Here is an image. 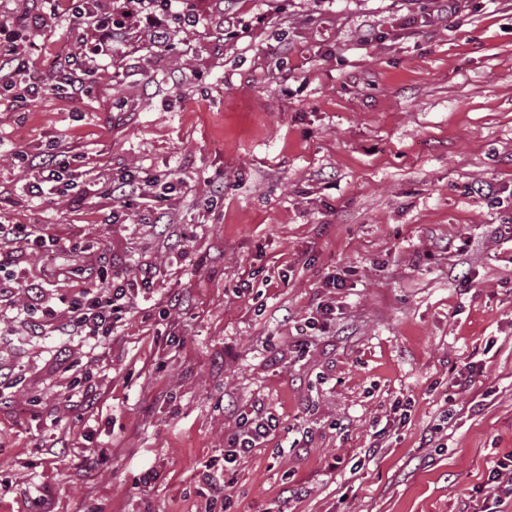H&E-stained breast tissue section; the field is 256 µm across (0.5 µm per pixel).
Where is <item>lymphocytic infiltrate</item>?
Wrapping results in <instances>:
<instances>
[{
    "mask_svg": "<svg viewBox=\"0 0 512 512\" xmlns=\"http://www.w3.org/2000/svg\"><path fill=\"white\" fill-rule=\"evenodd\" d=\"M51 15L63 16L69 26L82 28L91 19H100L106 34L100 46L109 54L123 53L127 34L131 29L143 28L156 48L169 46L168 22L173 10L155 4L154 0H112L109 8H102L100 0H43ZM19 35L12 23L0 21V97L19 101L30 96L34 88L25 81L29 60L19 50ZM79 155L61 151L36 160H26L29 172L28 194L41 201L54 203L72 198L77 184L75 171ZM103 198L112 202L108 224L126 221L124 209L128 197L134 196L142 204L154 209L158 218L169 217L164 201L178 192V184L164 175L144 167L125 171L121 177H103ZM81 245L64 242L45 232L36 224H0V303H14L23 297L20 308L24 320L32 326H52L62 336H86L95 342L109 340L119 322L135 308L138 295L131 281L108 284L105 265L93 263L86 269V284L71 299H54L43 285L29 281L23 274V258L32 254H52L58 251L81 252ZM276 419L261 409H253L240 418L238 430L224 451L225 471H234L241 458L246 457L276 431Z\"/></svg>",
    "mask_w": 512,
    "mask_h": 512,
    "instance_id": "f902f5d3",
    "label": "lymphocytic infiltrate"
}]
</instances>
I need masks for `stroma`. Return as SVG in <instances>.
I'll use <instances>...</instances> for the list:
<instances>
[{"instance_id": "1", "label": "stroma", "mask_w": 512, "mask_h": 512, "mask_svg": "<svg viewBox=\"0 0 512 512\" xmlns=\"http://www.w3.org/2000/svg\"><path fill=\"white\" fill-rule=\"evenodd\" d=\"M199 15L161 54L138 34L19 24L37 96L0 99V223L90 244L153 285L110 341L0 319V512H480L512 498V0H177ZM265 24H257L258 15ZM378 38L360 42L362 24ZM93 71L77 99L59 54ZM83 155L77 204L38 203L15 152ZM185 182L166 249L148 210L102 223L94 174ZM53 296L85 286L69 252L30 257ZM336 275L343 287L324 282ZM335 306L326 328L307 320ZM78 364L66 367L62 353ZM409 417L389 436L395 402ZM279 421L224 498L240 414Z\"/></svg>"}]
</instances>
